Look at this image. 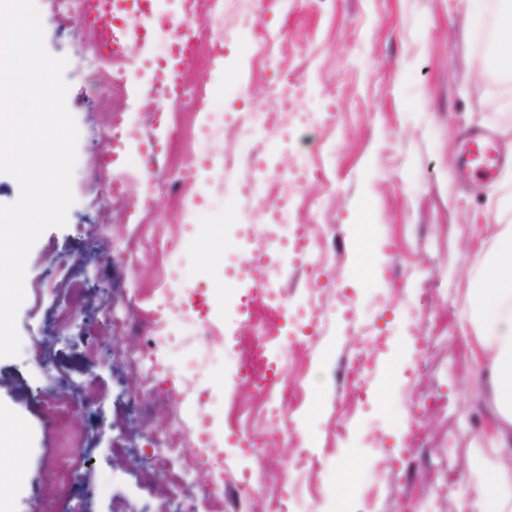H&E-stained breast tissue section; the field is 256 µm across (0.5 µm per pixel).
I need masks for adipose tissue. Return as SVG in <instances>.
Listing matches in <instances>:
<instances>
[{
  "label": "adipose tissue",
  "mask_w": 512,
  "mask_h": 512,
  "mask_svg": "<svg viewBox=\"0 0 512 512\" xmlns=\"http://www.w3.org/2000/svg\"><path fill=\"white\" fill-rule=\"evenodd\" d=\"M468 356L488 396L477 456L494 460L473 487L471 512H512V224L492 227L489 249L467 290Z\"/></svg>",
  "instance_id": "1"
}]
</instances>
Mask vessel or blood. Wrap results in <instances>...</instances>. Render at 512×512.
I'll return each mask as SVG.
<instances>
[{"label": "vessel or blood", "mask_w": 512, "mask_h": 512, "mask_svg": "<svg viewBox=\"0 0 512 512\" xmlns=\"http://www.w3.org/2000/svg\"><path fill=\"white\" fill-rule=\"evenodd\" d=\"M152 2L137 0L126 24L129 31L144 42L158 37L175 40L173 48L158 62L163 76L157 88L156 102L162 105L181 88L183 64L193 46V32L198 21V0H180L178 15L165 18L153 15ZM463 164L474 173L495 176L498 156L493 142L483 138L473 140L464 154Z\"/></svg>", "instance_id": "b4317fda"}]
</instances>
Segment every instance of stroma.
<instances>
[{
    "label": "stroma",
    "instance_id": "1",
    "mask_svg": "<svg viewBox=\"0 0 512 512\" xmlns=\"http://www.w3.org/2000/svg\"><path fill=\"white\" fill-rule=\"evenodd\" d=\"M35 2L46 50L67 61L79 139L67 224L46 230L27 259L21 352L0 358V408L26 443L20 457L0 461L22 476L12 512H57L67 498L80 512H176L190 490L144 482L141 472L171 431L191 434L200 414L223 439L225 492L251 471L246 512H266L276 476L241 456L243 434L294 481L288 512H467L486 413L467 359L466 292L479 265L468 241L487 238V207L512 198L511 164L491 178L463 172L472 136L512 140V90L490 81L492 59L475 46L477 0H255L249 26L220 8L199 45L209 61L204 107L176 113L170 126L154 125L155 106L132 79H151L163 40L130 41L106 57L79 12L61 19L56 0ZM285 79L304 89L286 140L252 126L255 111H278ZM302 112L317 121L299 120ZM208 121L215 139L192 147L190 128ZM118 124L166 136L182 129L160 162L163 177H146L139 140L113 142ZM248 129L265 144L252 166L239 153ZM191 150L212 165L171 189ZM303 157L316 171L299 182L293 168ZM116 181L153 197L152 209L129 212L112 195ZM285 199L292 223L314 230L307 270L274 250L262 276L228 273L248 251L242 231ZM503 219L512 222V208ZM158 239L168 241L166 255L149 249ZM173 264L182 277L168 286ZM324 276L334 285L318 302L320 336L271 349L302 399L292 425L270 424L264 394L236 378L242 346L258 339L245 306L274 289L302 307ZM167 286L186 298L204 288L207 309L167 315L171 341L155 344L133 327L162 305ZM71 288L84 291L80 307L68 305ZM63 309L60 327L53 318ZM110 310L122 324L101 330ZM377 334L384 345L360 404L342 365ZM49 389L73 398L68 426L84 443L64 496L43 480L64 454L54 420L34 408ZM200 389L209 403L197 402ZM416 416L427 435L413 434ZM305 453L315 467L300 466Z\"/></svg>",
    "mask_w": 512,
    "mask_h": 512
}]
</instances>
